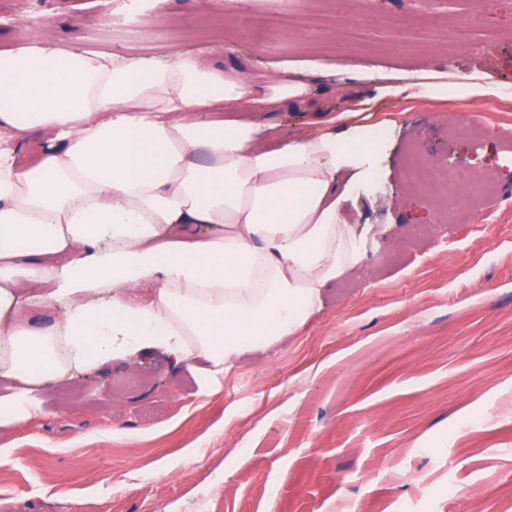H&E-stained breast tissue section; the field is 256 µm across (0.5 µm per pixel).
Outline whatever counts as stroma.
I'll return each instance as SVG.
<instances>
[{"mask_svg": "<svg viewBox=\"0 0 512 512\" xmlns=\"http://www.w3.org/2000/svg\"><path fill=\"white\" fill-rule=\"evenodd\" d=\"M0 0V52L41 17L49 46L306 76L316 110L257 112L274 142L322 127L343 94L381 123L349 202L370 243L295 335L220 372L145 349L31 395L0 423V512H512V0ZM405 78L446 98L397 97ZM492 82L462 98L457 82ZM475 123L457 139L451 126ZM494 173L465 224L407 185L411 151Z\"/></svg>", "mask_w": 512, "mask_h": 512, "instance_id": "obj_1", "label": "stroma"}]
</instances>
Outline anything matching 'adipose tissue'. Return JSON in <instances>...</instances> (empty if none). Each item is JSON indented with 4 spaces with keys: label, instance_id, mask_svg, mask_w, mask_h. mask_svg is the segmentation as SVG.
I'll use <instances>...</instances> for the list:
<instances>
[{
    "label": "adipose tissue",
    "instance_id": "1",
    "mask_svg": "<svg viewBox=\"0 0 512 512\" xmlns=\"http://www.w3.org/2000/svg\"><path fill=\"white\" fill-rule=\"evenodd\" d=\"M312 102L302 75L260 84L192 53L34 34L0 55V372L20 385L0 423L116 355L160 346L220 368L297 332L368 249L342 180L369 172L359 102L274 147L250 118Z\"/></svg>",
    "mask_w": 512,
    "mask_h": 512
}]
</instances>
